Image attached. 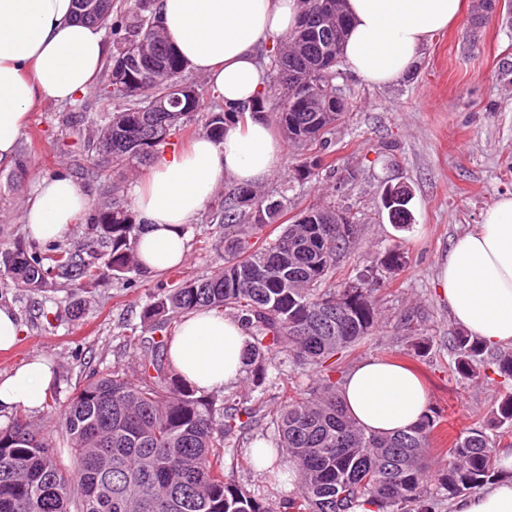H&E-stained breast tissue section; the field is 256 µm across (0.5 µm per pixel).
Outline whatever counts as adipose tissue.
I'll list each match as a JSON object with an SVG mask.
<instances>
[{"mask_svg": "<svg viewBox=\"0 0 512 512\" xmlns=\"http://www.w3.org/2000/svg\"><path fill=\"white\" fill-rule=\"evenodd\" d=\"M462 0H344L349 18L343 56L363 83L388 86L412 72L423 48L456 24ZM167 43L206 77L225 107L250 106L267 90L260 48L296 26L299 0H158ZM106 56L103 27L79 21L74 0H0V161L11 159L40 101L90 92ZM286 163L268 121L227 125L223 139L198 137L158 159L134 193L142 231L137 241L147 271L185 261L186 226L226 181L253 185ZM87 194L69 177L40 179L24 223L30 239L55 241L86 211ZM436 291L451 318L485 346L512 344V196L499 198L481 224L458 237L440 262ZM249 332L236 318L200 309L183 316L169 342L174 370L203 391L229 386L247 368ZM42 357L0 377V413L39 409L54 379ZM347 413L366 430L389 434L417 425L428 409L418 377L404 366L370 359L343 379ZM507 478L461 498L454 512H512V453Z\"/></svg>", "mask_w": 512, "mask_h": 512, "instance_id": "adipose-tissue-1", "label": "adipose tissue"}]
</instances>
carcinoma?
I'll list each match as a JSON object with an SVG mask.
<instances>
[{
  "label": "carcinoma",
  "instance_id": "cac0c4a2",
  "mask_svg": "<svg viewBox=\"0 0 512 512\" xmlns=\"http://www.w3.org/2000/svg\"><path fill=\"white\" fill-rule=\"evenodd\" d=\"M112 20V55L105 87L118 107L101 121L62 126L83 140L91 173L107 194L80 224V241L40 247L22 238L3 249L13 255L4 269L13 285L33 294L59 286L95 288L109 280L133 284L145 275L136 251L140 225L121 203L125 179L170 144L171 136L204 112L205 132L219 140L240 113L205 105L204 93L171 104L170 81L182 80L185 64L159 32L155 0H99L89 23ZM312 19L283 39L270 58L272 84L284 89L276 122L292 145L328 144L333 126L324 118L336 109L326 98L297 111L293 98L321 64L312 35H323ZM145 49L136 57L130 48ZM288 198L261 196L238 187L218 205L215 218L224 241L199 239L204 248L224 250V263L210 276L193 277L175 288H159L143 309V321L159 341H146L135 327L120 326L137 351L139 371L130 378L119 367L92 374L59 417L74 469L24 415L0 426V512H356L370 503L377 512H434L435 505L484 487L503 469L497 449L512 447V393L489 417L453 439L449 459L428 479V450L443 422L434 408L422 421L392 435L372 434L344 411L336 372L343 355L374 335L378 312L374 281L362 274L336 285V265L355 242L358 225L288 224L274 239L264 229L275 223ZM236 234L230 235L229 227ZM406 264L399 249L386 252L380 266L391 273ZM207 308L241 319L249 329L251 391L281 379L272 356L288 355L291 372L316 373L309 386L282 379L280 404L248 406L226 388L199 392L173 372L167 356L179 317ZM452 372L478 377L488 348L464 331L452 337ZM493 373L512 380V350L492 357ZM272 429L273 480L282 459L295 470L298 489L273 500L249 490L229 472L257 466L254 454L238 449V436L259 423Z\"/></svg>",
  "mask_w": 512,
  "mask_h": 512
}]
</instances>
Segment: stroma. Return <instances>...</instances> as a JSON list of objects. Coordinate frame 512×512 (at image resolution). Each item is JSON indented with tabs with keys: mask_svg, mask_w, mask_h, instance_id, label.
<instances>
[{
	"mask_svg": "<svg viewBox=\"0 0 512 512\" xmlns=\"http://www.w3.org/2000/svg\"><path fill=\"white\" fill-rule=\"evenodd\" d=\"M481 2L463 0L461 20L429 42L408 78L384 87L348 73L339 78L352 107L329 135L322 166L304 176L309 151L286 143V167L258 186L266 195L286 192L284 225L317 205L354 216L358 236L336 266V282L356 278L392 247L405 252L402 270L377 276L378 329L347 355L341 369L372 358L409 366L422 379L430 406L442 409L443 427L453 436L495 411L504 395L496 380L451 373L448 337L458 326L435 289L437 265L454 240L480 224L496 199L512 194V0H493L488 13ZM114 107L96 89L72 103L35 105L16 155L0 161V244L24 234L23 215L38 178L62 174L91 199L100 198L102 183L59 150L61 117L74 110L99 117ZM397 186L410 191L412 221L406 229L392 223L382 201L387 188ZM233 187L230 181L220 186L215 200L188 224L190 246L181 266L131 286L109 282L88 293L56 289L49 303L59 317L56 327L40 317V296L0 277V304L16 310L21 326L15 347L0 351V376L32 356L48 358L56 367L48 394L62 410L94 369L117 362L135 367L120 325H140L149 296L161 285L220 264L217 253L199 248L197 227Z\"/></svg>",
	"mask_w": 512,
	"mask_h": 512,
	"instance_id": "stroma-1",
	"label": "stroma"
}]
</instances>
